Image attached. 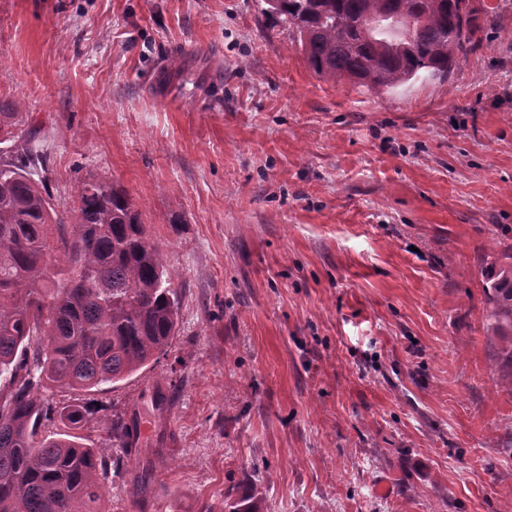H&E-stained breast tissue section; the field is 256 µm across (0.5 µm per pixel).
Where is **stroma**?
Returning <instances> with one entry per match:
<instances>
[{"label": "stroma", "instance_id": "obj_1", "mask_svg": "<svg viewBox=\"0 0 512 512\" xmlns=\"http://www.w3.org/2000/svg\"><path fill=\"white\" fill-rule=\"evenodd\" d=\"M445 79H319L264 0H0V99L72 206L133 197L180 298L167 354L90 395L166 462L111 512H512L486 277L512 245V0ZM168 379L156 409L154 386ZM258 484H253L251 488L238 495L237 498L224 500V512H264V497L257 489Z\"/></svg>", "mask_w": 512, "mask_h": 512}]
</instances>
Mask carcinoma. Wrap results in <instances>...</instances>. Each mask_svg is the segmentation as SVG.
Segmentation results:
<instances>
[{
  "label": "carcinoma",
  "instance_id": "cac0c4a2",
  "mask_svg": "<svg viewBox=\"0 0 512 512\" xmlns=\"http://www.w3.org/2000/svg\"><path fill=\"white\" fill-rule=\"evenodd\" d=\"M288 26L315 75L382 94L426 72L446 78L477 43L476 0H265ZM43 141L14 102L0 100V512H109L107 484L120 460L149 483L157 452L138 448L136 426L116 422L108 459L82 442L92 420L84 398L52 403L43 392H94L167 354L180 299L166 258L131 195L94 176L60 208ZM485 287L494 335L512 366V246ZM57 431L46 435V424ZM224 512H265L257 485L224 500Z\"/></svg>",
  "mask_w": 512,
  "mask_h": 512
}]
</instances>
